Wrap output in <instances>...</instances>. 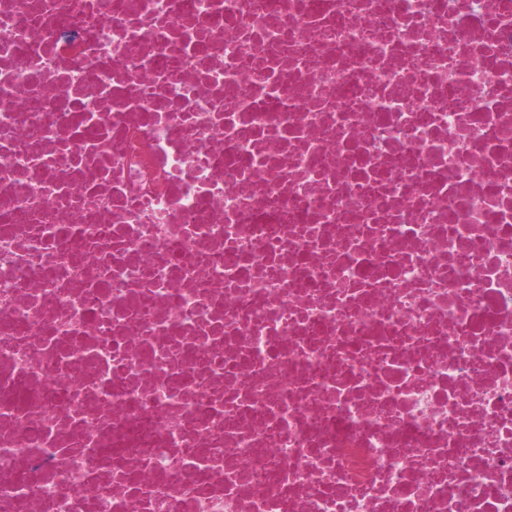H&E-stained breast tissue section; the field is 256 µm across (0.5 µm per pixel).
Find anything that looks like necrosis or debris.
Wrapping results in <instances>:
<instances>
[{
  "instance_id": "4bbe7bcc",
  "label": "necrosis or debris",
  "mask_w": 512,
  "mask_h": 512,
  "mask_svg": "<svg viewBox=\"0 0 512 512\" xmlns=\"http://www.w3.org/2000/svg\"><path fill=\"white\" fill-rule=\"evenodd\" d=\"M0 512H512V0H0Z\"/></svg>"
}]
</instances>
